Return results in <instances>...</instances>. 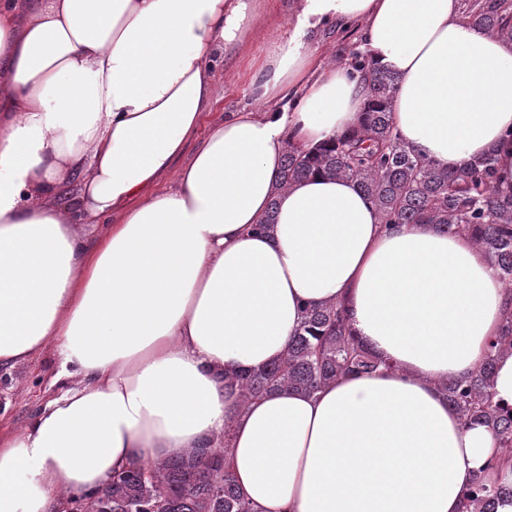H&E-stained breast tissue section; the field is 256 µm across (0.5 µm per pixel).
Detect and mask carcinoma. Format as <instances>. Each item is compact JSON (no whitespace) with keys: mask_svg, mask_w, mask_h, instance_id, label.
<instances>
[{"mask_svg":"<svg viewBox=\"0 0 512 512\" xmlns=\"http://www.w3.org/2000/svg\"><path fill=\"white\" fill-rule=\"evenodd\" d=\"M463 21L487 34L512 39V0H463ZM353 69L367 82V102L358 124L345 135L304 150L288 146L275 180L279 192L312 175L348 178L372 200L382 223L433 224L443 233L469 236L491 258L512 289V193L496 185L487 155L449 171L407 148L394 131L391 108L398 77L361 50L349 52ZM512 351V311L489 352L471 375L443 380L439 388L462 422L483 424L512 454V407L493 400L495 355ZM394 365L354 336L332 302L305 308L300 328L278 360L264 368L224 376V388L240 406L273 391L313 394L348 373L370 374ZM231 427L217 445L153 464L134 463L115 473L97 496H69L62 512H255L236 484L224 449ZM512 488L475 476L464 492L466 512H495Z\"/></svg>","mask_w":512,"mask_h":512,"instance_id":"cac0c4a2","label":"carcinoma"}]
</instances>
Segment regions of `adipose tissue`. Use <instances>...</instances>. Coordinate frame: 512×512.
I'll list each match as a JSON object with an SVG mask.
<instances>
[{"instance_id": "ef3b65f1", "label": "adipose tissue", "mask_w": 512, "mask_h": 512, "mask_svg": "<svg viewBox=\"0 0 512 512\" xmlns=\"http://www.w3.org/2000/svg\"><path fill=\"white\" fill-rule=\"evenodd\" d=\"M267 3L0 0V370L51 349L63 386L0 436V512H60L227 430L256 512H461L474 475L512 486L493 432L438 388L477 367L512 309L487 254L430 224L385 227L349 179L273 190L289 144L340 136L366 102L312 47L332 20L398 74L403 143L448 170L492 155L512 192V42L464 24L462 0H296L249 72L254 108L176 167L214 59L248 49ZM271 205L272 233H256ZM322 302L396 371L239 408L225 374L279 359Z\"/></svg>"}]
</instances>
